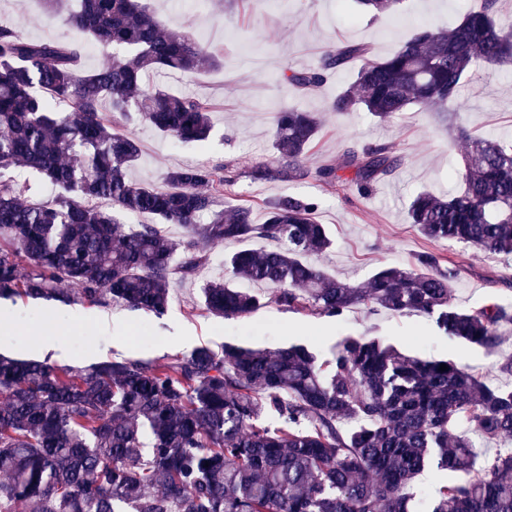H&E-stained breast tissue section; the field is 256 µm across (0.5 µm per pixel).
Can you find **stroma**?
Returning a JSON list of instances; mask_svg holds the SVG:
<instances>
[{
    "mask_svg": "<svg viewBox=\"0 0 512 512\" xmlns=\"http://www.w3.org/2000/svg\"><path fill=\"white\" fill-rule=\"evenodd\" d=\"M478 0H403L395 16L371 18L357 14L350 0H237L225 12L224 0H148L164 27L191 31L205 46L224 49V65L187 77L164 74L155 83L174 93L208 99L214 129L202 143L171 141L151 126L139 123L132 131L141 156L130 175L134 180L162 186L175 167L223 164L235 175L225 188L223 202L232 208L248 202L252 219L262 223L264 204L285 196L318 200L316 218L329 227L334 249L314 262L339 280L363 284L374 270L391 264L405 267L423 250L434 249L457 265L452 302L469 309L512 299V257L477 251L455 242L430 244L408 223L407 210L415 193L435 195L458 191L457 170L463 144L449 142L429 112L399 114L388 123L358 110L345 115L330 112L336 95L356 78L359 61L333 72L318 90L302 93L287 85L284 69H313L321 63L324 44L365 46L369 57L393 53L415 27L429 23L449 28ZM0 21L13 24L32 40L67 41L72 37L62 19H48L39 0H0ZM464 104L458 120L474 135L512 142V64L481 71L460 93ZM295 107L320 113L323 129L311 147L310 177L299 181L254 182L251 168L273 155L272 115ZM366 145H385L401 165L396 174L359 194L353 171L345 162L350 151ZM339 175L333 185L316 176L325 165ZM164 315L134 310L116 303L92 304L77 296L65 302L18 297L0 303V352L34 355L33 338L57 335L62 353L46 354V362L84 368L109 360L133 359L164 364L198 346L220 349L224 344L273 350L304 344L327 352L348 336H376L423 358H455L467 371L497 383L501 377L496 356L448 339L422 314H375L358 308L341 319L297 313L269 304L239 318L209 314L201 302L200 281H186L171 290ZM111 326H104V317Z\"/></svg>",
    "mask_w": 512,
    "mask_h": 512,
    "instance_id": "stroma-1",
    "label": "stroma"
}]
</instances>
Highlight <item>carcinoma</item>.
I'll return each mask as SVG.
<instances>
[{"label":"carcinoma","mask_w":512,"mask_h":512,"mask_svg":"<svg viewBox=\"0 0 512 512\" xmlns=\"http://www.w3.org/2000/svg\"><path fill=\"white\" fill-rule=\"evenodd\" d=\"M353 2L377 17L402 0ZM495 4L483 0L447 30L422 26L383 59L359 45H328L319 67L283 79L316 90L362 58L333 111L362 108L380 121L411 108L435 113L465 144L462 188L447 198L418 193L409 223L431 242L512 256V144L453 125L463 84L512 63V26ZM65 21L125 53L83 73L78 46L0 24V299L64 298V286L75 285L92 304L162 315L174 281L205 268L201 242L262 239L271 247L229 253L224 277L205 281L211 314L239 317L269 300L336 319L357 306L425 314L449 339L499 356L498 372L512 377V301L457 309L458 269L436 252L351 285L307 261L333 246L314 198L275 199L256 224L250 206L219 204L233 183L222 165L170 170L164 188L131 180L141 145L120 128L141 122L184 143L212 131L206 99L148 87L146 75H192L220 66L224 52L166 30L142 0H79ZM320 129L316 112L274 113L275 156L251 168L252 180L308 177ZM346 166L367 192L398 163L375 145L350 152ZM17 168L57 193L31 202L29 182L6 176ZM125 214L155 223L128 228ZM161 224L180 226L182 237L164 235ZM236 278L273 296L235 288ZM268 414L277 426L265 423ZM503 438L512 440V387L369 336L343 338L328 358L302 345L199 346L166 365L112 360L88 369L0 357V512L18 504L27 512H419L407 488L426 470L458 477L435 488L425 512H512V449L487 458L475 451Z\"/></svg>","instance_id":"obj_1"}]
</instances>
